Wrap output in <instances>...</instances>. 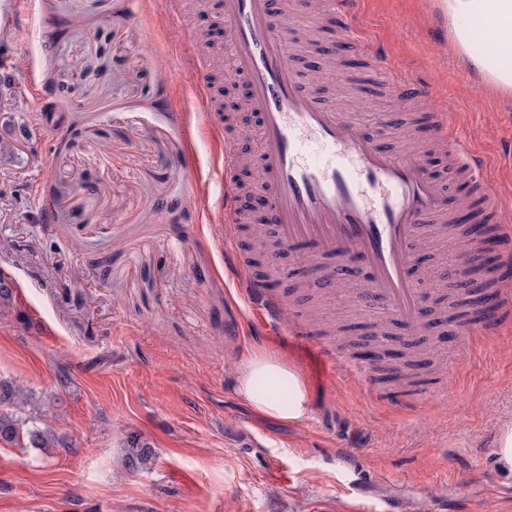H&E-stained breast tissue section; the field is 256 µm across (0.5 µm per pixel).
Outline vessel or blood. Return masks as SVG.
Masks as SVG:
<instances>
[{"instance_id":"b4317fda","label":"vessel or blood","mask_w":512,"mask_h":512,"mask_svg":"<svg viewBox=\"0 0 512 512\" xmlns=\"http://www.w3.org/2000/svg\"><path fill=\"white\" fill-rule=\"evenodd\" d=\"M296 11H278L271 0H222L225 41L232 76L248 92L247 108L258 119L260 174L265 207L248 213L238 206L239 191L227 163L224 197L215 209L228 243L224 266L243 288L251 305V322L262 328L282 326L293 354L310 378L337 372L338 355L329 342L312 340L302 321H282L284 295L254 271L243 236L249 224H269L288 249L292 262L315 268L327 282L354 263L366 273V291L401 328L406 340L422 331L424 296L412 275L419 242L428 225L455 222V201L434 176L421 153L399 151L366 134L350 115L322 102L292 61L293 32L307 19L306 0ZM199 108L213 130L231 140L234 118L222 112L221 100L208 80L199 79ZM412 113L417 132L447 147L452 174L470 202L496 225L501 242L493 291L499 321L512 320V215L505 213L487 178L488 163L463 152L447 113L426 106ZM493 325L463 318L464 347L492 334Z\"/></svg>"}]
</instances>
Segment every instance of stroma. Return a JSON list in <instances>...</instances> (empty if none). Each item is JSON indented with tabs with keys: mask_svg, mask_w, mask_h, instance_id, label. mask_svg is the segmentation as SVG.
Masks as SVG:
<instances>
[{
	"mask_svg": "<svg viewBox=\"0 0 512 512\" xmlns=\"http://www.w3.org/2000/svg\"><path fill=\"white\" fill-rule=\"evenodd\" d=\"M215 2L184 0L175 16L168 0H0V277L13 284L0 378L30 391L21 416L54 420L70 441L0 446V512H386L396 500L404 512H512V473L494 460L512 424V324L473 348L427 339L421 382L387 385L407 406L348 378L306 381L299 421L236 394L237 362L290 355L286 339L246 330L212 218L225 151L258 150L225 147L202 121L197 77L224 63L197 44ZM354 24L365 37L343 55L366 62L373 94L317 74L329 30L295 59L317 91L399 147L414 129L387 71L415 79L512 193V94L465 70L436 0H356ZM458 251L428 237L415 277L451 274ZM339 297L321 293L317 327L384 323ZM132 435L150 468H128Z\"/></svg>",
	"mask_w": 512,
	"mask_h": 512,
	"instance_id": "stroma-1",
	"label": "stroma"
}]
</instances>
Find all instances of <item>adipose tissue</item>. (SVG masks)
<instances>
[{
  "label": "adipose tissue",
  "mask_w": 512,
  "mask_h": 512,
  "mask_svg": "<svg viewBox=\"0 0 512 512\" xmlns=\"http://www.w3.org/2000/svg\"><path fill=\"white\" fill-rule=\"evenodd\" d=\"M448 20V32L468 67L486 84L512 91V0H438ZM482 38L490 56L500 60L488 67L484 58L470 55L475 38ZM236 391L255 411L281 420H298L306 414L307 392L300 377L282 360L256 353L241 361Z\"/></svg>",
  "instance_id": "ef3b65f1"
}]
</instances>
